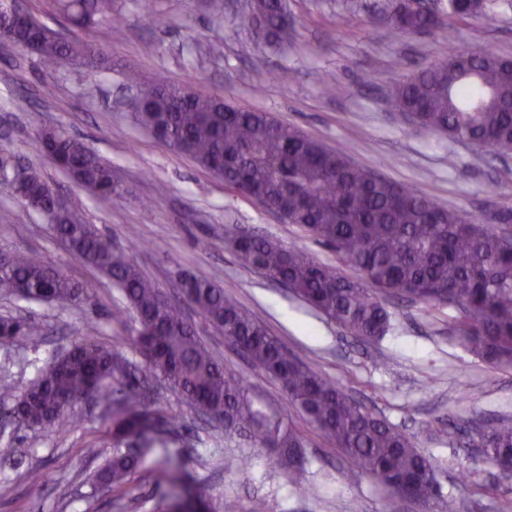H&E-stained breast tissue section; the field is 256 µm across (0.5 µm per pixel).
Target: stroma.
<instances>
[{
    "mask_svg": "<svg viewBox=\"0 0 512 512\" xmlns=\"http://www.w3.org/2000/svg\"><path fill=\"white\" fill-rule=\"evenodd\" d=\"M386 0H288L295 20L294 44L275 50L248 26L246 4L215 19L204 0H156L147 19L143 0H116L121 18L112 26L108 52L115 70L89 71L78 63L48 67L38 57L0 43V154L35 165L71 206L114 246L127 248L166 295L181 300V278L216 280L227 296L263 321L320 374L402 430L430 455L444 494L460 512H499L512 499V479L484 467L474 448L457 445L461 427L485 426L512 416V367H494L460 346L448 332V314H425L421 305L393 300L391 328L362 344L327 322L289 292L240 264L226 231L242 227L304 248L316 261L335 264L328 248L302 229L225 188L222 180L189 157L135 126L115 103L126 94L122 68L224 97L233 106L271 113L326 144L347 146L358 164L410 187L439 205L484 217L493 227L512 226V153L481 151L471 144L415 126L390 101L392 87L434 58L486 47L512 57V0H487L485 15L451 20L449 28L393 32L377 17ZM221 52H211L213 43ZM288 70L293 80L282 83ZM345 88L326 96L325 83ZM55 88L53 97L42 94ZM96 95H88V87ZM26 99L18 109V99ZM62 129L79 136L111 165L122 188L112 201L97 200L32 150L37 130ZM0 247L33 250L87 288L81 305L29 303L0 295V314L41 321L44 343L26 339L0 345V367L17 386L35 376L36 360L68 348L86 324L113 347L142 364L130 344L125 302L107 278L69 253L41 215L21 205L10 185L0 184ZM186 316L225 368L241 375L266 403L284 410L305 434L308 462L301 484L277 468L269 452L245 438L225 439L224 429L199 419L181 399L157 388V406L181 412V425L167 447L149 448L128 490L99 485L96 474L111 449L87 456L106 430L103 410L79 407L76 427L47 434L18 428L15 447L0 443V512H140L166 503L170 512H204L223 499L238 512H421L406 499L363 477L351 479V464L321 434L280 385L254 367L223 334L186 307ZM249 467H241L242 457ZM160 463L178 480L157 483ZM41 473L40 497H31L25 475ZM483 491H476V484ZM312 485L317 495L305 493Z\"/></svg>",
    "mask_w": 512,
    "mask_h": 512,
    "instance_id": "35a3bbf8",
    "label": "stroma"
}]
</instances>
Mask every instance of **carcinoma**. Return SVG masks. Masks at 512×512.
Returning a JSON list of instances; mask_svg holds the SVG:
<instances>
[{"label":"carcinoma","mask_w":512,"mask_h":512,"mask_svg":"<svg viewBox=\"0 0 512 512\" xmlns=\"http://www.w3.org/2000/svg\"><path fill=\"white\" fill-rule=\"evenodd\" d=\"M16 0H0V42L21 43L25 26L41 30L37 56L51 65L77 61L89 70L109 64L102 41L112 34L114 0H44L45 8L98 41L63 39L32 13L13 17ZM487 0H457L448 18L484 14ZM383 16L390 29L418 31L446 25L429 14L409 13L389 0ZM257 39L284 49L293 38L288 0H250ZM125 82L140 101L132 122L170 148L188 155L245 198H259L268 210L286 212L288 223L330 248L352 267L317 262L303 248L246 229L232 232L239 261L269 280L283 282L306 305L364 343L390 329L388 302L405 298L427 314L454 312L449 330L462 346L493 366H512V244L484 219L441 207L412 188L351 162L343 147H330L267 112L238 109L224 98L170 86L162 78L143 80L132 70ZM395 103L418 116L417 126L471 142L479 150L512 151V60L474 49L436 58L392 91ZM37 155L53 161L74 182L99 198L117 195L112 167L81 139L58 129H41ZM15 165L0 158V181L14 187L17 200L39 212L56 236L83 262L112 280L131 317L130 339L145 367L168 390L182 396L198 414L213 412L226 434H244L270 452L294 483L307 463L306 441L288 415L258 399L244 380L224 368L185 316L140 266L117 250L82 212L58 205L53 188L29 166L22 181ZM185 301L205 322L229 338L353 462L358 473L386 487L393 496L417 503L422 512H459L443 493L433 458L414 448L395 425L345 393L280 340L252 314L224 295L212 279L189 276ZM0 293L30 303L80 304L86 288L34 251L0 248ZM10 336L42 341V326L0 315ZM112 418V458L98 481L123 488L143 465L134 448H153L165 439L156 419L176 426V416L154 407L149 387L94 327L74 337L65 354L51 355L36 377L18 391L0 385L9 401L0 441L12 440L13 420L49 433L76 422L74 408L86 400ZM480 449L482 462L512 475V419L502 418L464 438Z\"/></svg>","instance_id":"cac0c4a2"}]
</instances>
